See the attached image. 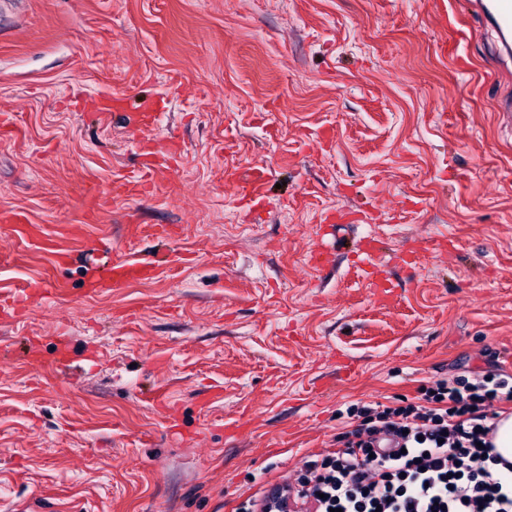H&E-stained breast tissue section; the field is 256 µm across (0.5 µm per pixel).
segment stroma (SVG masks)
<instances>
[{
    "label": "stroma",
    "instance_id": "obj_1",
    "mask_svg": "<svg viewBox=\"0 0 512 512\" xmlns=\"http://www.w3.org/2000/svg\"><path fill=\"white\" fill-rule=\"evenodd\" d=\"M497 47L468 0H0V121L22 130L0 209L44 231L0 224V512H232L329 449L349 404L512 368ZM103 94L125 109L98 117ZM253 164L259 204L226 179ZM161 254L153 281L84 291ZM269 176L268 169L263 165L252 166L244 173L252 198L261 199L265 196ZM376 249L377 246L374 240L358 245V250L363 256L361 261L363 264L364 280L370 288H390L378 279V271L374 259Z\"/></svg>",
    "mask_w": 512,
    "mask_h": 512
}]
</instances>
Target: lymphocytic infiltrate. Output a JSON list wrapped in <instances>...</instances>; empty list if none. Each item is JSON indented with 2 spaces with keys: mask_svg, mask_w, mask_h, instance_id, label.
I'll list each match as a JSON object with an SVG mask.
<instances>
[{
  "mask_svg": "<svg viewBox=\"0 0 512 512\" xmlns=\"http://www.w3.org/2000/svg\"><path fill=\"white\" fill-rule=\"evenodd\" d=\"M504 403L512 404V372L500 365L392 405H349L336 450L237 512H266L276 497L293 512H512V464L493 443Z\"/></svg>",
  "mask_w": 512,
  "mask_h": 512,
  "instance_id": "1",
  "label": "lymphocytic infiltrate"
}]
</instances>
